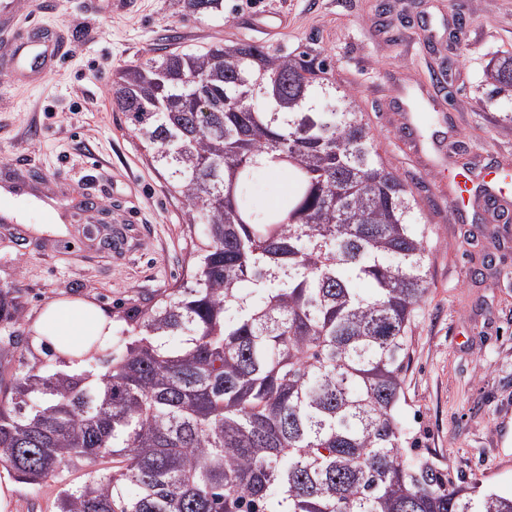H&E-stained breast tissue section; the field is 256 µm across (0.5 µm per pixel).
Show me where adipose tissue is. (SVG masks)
<instances>
[{"mask_svg": "<svg viewBox=\"0 0 512 512\" xmlns=\"http://www.w3.org/2000/svg\"><path fill=\"white\" fill-rule=\"evenodd\" d=\"M112 337L111 319L81 299L52 301L37 317L32 328L35 345H45L64 359V368L77 371L80 358L91 355L95 346Z\"/></svg>", "mask_w": 512, "mask_h": 512, "instance_id": "obj_1", "label": "adipose tissue"}]
</instances>
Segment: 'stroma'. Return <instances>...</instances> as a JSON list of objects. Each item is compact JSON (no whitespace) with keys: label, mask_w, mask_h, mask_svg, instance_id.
Segmentation results:
<instances>
[{"label":"stroma","mask_w":512,"mask_h":512,"mask_svg":"<svg viewBox=\"0 0 512 512\" xmlns=\"http://www.w3.org/2000/svg\"><path fill=\"white\" fill-rule=\"evenodd\" d=\"M279 30L264 29L267 16ZM67 34L42 77L0 74V180L37 176L57 222L28 208L0 223V288L21 306L17 348L0 351V379L27 363L59 368L32 346L31 327L54 299L87 298L113 316L146 308L191 261L199 233L185 223L123 112L112 105L122 67L213 42L321 51L332 79L357 99L387 165L414 191L428 228L430 288L417 315L398 409L408 460H430L464 486L512 493V224L490 221L479 189L496 165L512 169V91L490 96L489 62L512 52V0H224V16L184 0H20L0 44L30 19ZM431 99L440 112L409 113ZM468 172L465 204L450 207ZM120 249L104 245L108 232ZM55 479L16 482L7 512H54Z\"/></svg>","instance_id":"stroma-1"}]
</instances>
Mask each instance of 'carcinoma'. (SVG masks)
<instances>
[{
  "mask_svg": "<svg viewBox=\"0 0 512 512\" xmlns=\"http://www.w3.org/2000/svg\"><path fill=\"white\" fill-rule=\"evenodd\" d=\"M224 17V0H187ZM512 89V53L490 69ZM112 104L186 221L195 263L125 312L122 348L0 383V466L86 461L56 512H512V495L407 462L397 409L429 291L426 227L353 95L314 49L173 48L119 70ZM261 170L291 188L257 209ZM21 312L0 289V322Z\"/></svg>",
  "mask_w": 512,
  "mask_h": 512,
  "instance_id": "cac0c4a2",
  "label": "carcinoma"
}]
</instances>
